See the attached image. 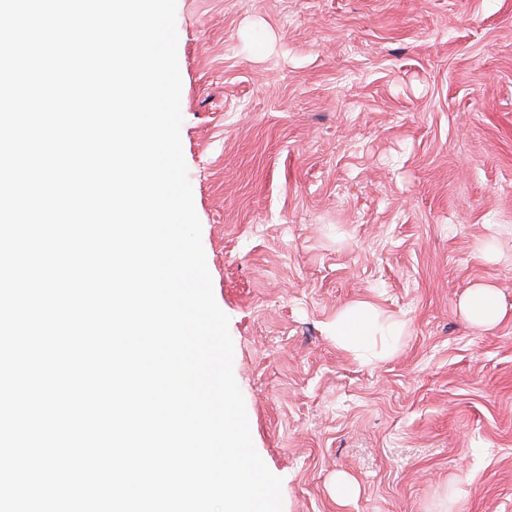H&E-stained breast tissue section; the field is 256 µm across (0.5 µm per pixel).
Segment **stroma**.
<instances>
[{"label": "stroma", "mask_w": 512, "mask_h": 512, "mask_svg": "<svg viewBox=\"0 0 512 512\" xmlns=\"http://www.w3.org/2000/svg\"><path fill=\"white\" fill-rule=\"evenodd\" d=\"M176 27L206 263L283 512H512V0H177ZM482 285L488 329L461 309ZM357 302L394 350L332 339ZM467 320L479 326L494 325L500 315L498 302L490 288H474L463 303Z\"/></svg>", "instance_id": "35a3bbf8"}]
</instances>
